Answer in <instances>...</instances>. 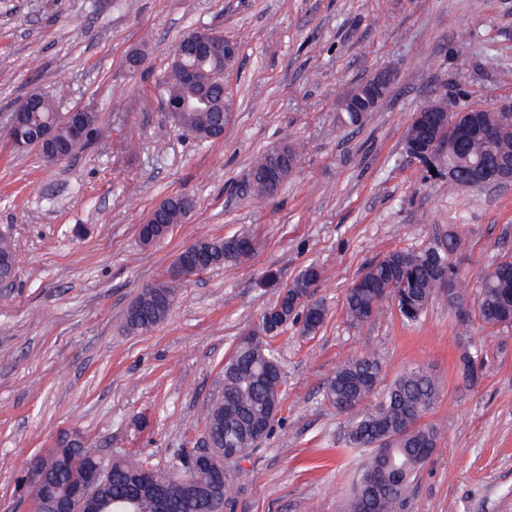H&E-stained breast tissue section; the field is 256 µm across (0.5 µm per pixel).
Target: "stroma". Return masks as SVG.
<instances>
[{
	"instance_id": "stroma-1",
	"label": "stroma",
	"mask_w": 512,
	"mask_h": 512,
	"mask_svg": "<svg viewBox=\"0 0 512 512\" xmlns=\"http://www.w3.org/2000/svg\"><path fill=\"white\" fill-rule=\"evenodd\" d=\"M195 27L238 46L224 91L235 107L223 138L172 125L157 91L176 43ZM467 50H459L460 41ZM141 51L138 70L127 55ZM395 77L364 125L338 121L342 100L378 70ZM98 113V131L65 160L6 137L28 96ZM434 97L463 108L512 99V0H0V234L16 274L0 283V512H27L16 477L77 432L104 456L161 468L200 447L221 366L311 264L327 309L271 340L282 403L270 434L234 470L226 512H344L370 449L349 451L354 420L323 397L349 354L371 353L382 383L424 366L442 394L438 430L401 512H512V326L472 312L482 273L512 260V184L456 187L444 161L405 152L413 113ZM304 146L272 196L249 186L254 156L283 139ZM195 207L152 245L139 226L168 197ZM457 225L463 306L438 300L414 323L396 307L359 325L344 294L394 250H418ZM249 234L255 255L188 280L151 331L126 332L129 305L203 237ZM477 353L480 379L460 377Z\"/></svg>"
}]
</instances>
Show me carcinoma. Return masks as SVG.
<instances>
[{
	"instance_id": "carcinoma-1",
	"label": "carcinoma",
	"mask_w": 512,
	"mask_h": 512,
	"mask_svg": "<svg viewBox=\"0 0 512 512\" xmlns=\"http://www.w3.org/2000/svg\"><path fill=\"white\" fill-rule=\"evenodd\" d=\"M165 99H186L191 93L178 75L167 71L161 81ZM36 105L26 113L28 131L37 132L56 121L57 109L52 99L37 93ZM438 116L413 126L414 141L427 146L436 133H442L448 153V165L464 174L461 184L467 183L465 175L479 164L496 168L512 160V123L496 125L491 112H471L462 118L459 128L437 130ZM215 122L212 112L192 108L182 114L181 127L191 135L206 140ZM497 126L494 138H483L481 131ZM301 148L285 141L277 151L258 155L252 165L251 181L254 192L264 197L271 186L265 175L275 164L281 166L282 181L298 167ZM168 223L156 226L159 237H164L174 224L183 223L186 213L182 210L181 197L166 199ZM196 243L208 253V268L224 264H241L249 260L254 245H233L229 237H207ZM9 265L0 269V279L8 282L15 276L16 255L14 244L5 235L0 236V258ZM451 283L449 293L442 291L441 267L432 260L427 249L396 250L371 263L363 274L347 290L344 298L345 312L349 320L360 324L379 317L384 307L403 289L402 315L411 322L418 321L428 305L440 299L450 305H461L467 297V284L461 278L459 268L452 262L446 266ZM322 278L319 267L310 265L290 283L280 287L276 301L268 311H277L279 321L288 323L303 316V330L311 335L323 325L327 312L319 302H298ZM185 280L168 277L143 289L129 306L125 315V329L131 333L150 331L168 315ZM479 319L488 326L512 325V262L494 264V272L482 278L478 293ZM382 366L372 355H351L336 368L324 387V398L337 410L362 406L374 394L381 376ZM462 377L475 382L479 378L475 356L465 353L460 366ZM224 392L214 394L204 426L211 433L217 449L231 448L239 441L244 446L253 444V429L260 418L274 420L281 404V365L278 352L269 341L251 334L242 338L224 361ZM440 395L435 376L422 367H414L401 374L383 393L373 408L361 413L347 433L346 447L351 450L366 448L375 439L386 441L396 465L387 464L380 452H372L360 475L377 474L378 484L362 494L354 489L348 512H398L406 499L410 485L418 470L430 459L436 448L437 432L422 419L433 408ZM100 458L98 450L82 445L73 451L58 445L50 452L37 456V466L57 474L55 488H67L73 477L89 463ZM109 475L98 495V512H116L115 499L132 498L133 486L146 470L143 464L130 455L116 456L107 462ZM154 479L165 485L172 512H184L182 508L185 488L183 482L166 471L152 472Z\"/></svg>"
}]
</instances>
